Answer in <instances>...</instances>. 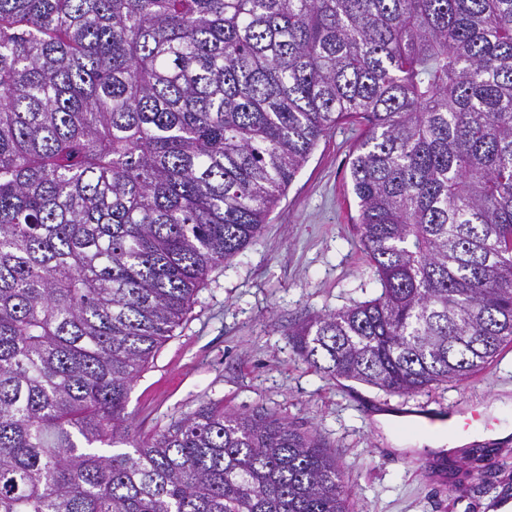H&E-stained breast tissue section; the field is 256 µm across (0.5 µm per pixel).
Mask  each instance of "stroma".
<instances>
[{"mask_svg":"<svg viewBox=\"0 0 512 512\" xmlns=\"http://www.w3.org/2000/svg\"><path fill=\"white\" fill-rule=\"evenodd\" d=\"M360 136L342 124L322 137L257 240L209 273L134 382L129 423L149 435L203 403L269 410L323 443L353 488L351 512H487L494 497L512 502V435L484 462L465 446L427 455L413 444L415 430L381 426L373 415L404 400L477 405L489 427L512 425V345L467 380L404 398L316 371L288 338L290 328L380 292L354 228L350 158ZM398 439L411 449L396 451Z\"/></svg>","mask_w":512,"mask_h":512,"instance_id":"1","label":"stroma"}]
</instances>
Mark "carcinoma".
<instances>
[{"label":"carcinoma","mask_w":512,"mask_h":512,"mask_svg":"<svg viewBox=\"0 0 512 512\" xmlns=\"http://www.w3.org/2000/svg\"><path fill=\"white\" fill-rule=\"evenodd\" d=\"M347 123L380 294L293 347L394 394L466 380L512 344V0H0V512H349L285 417H126Z\"/></svg>","instance_id":"cac0c4a2"}]
</instances>
